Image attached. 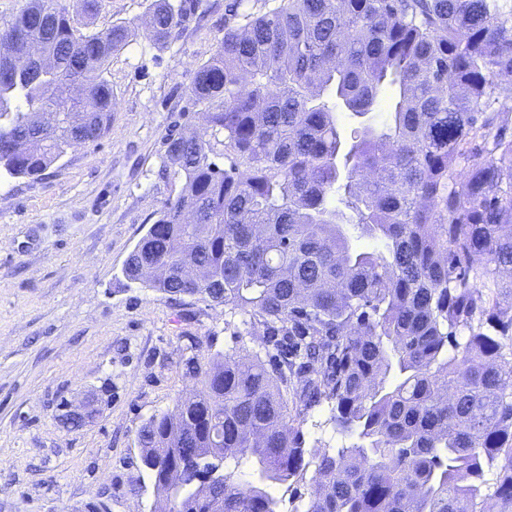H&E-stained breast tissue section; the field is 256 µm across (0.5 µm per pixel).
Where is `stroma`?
Masks as SVG:
<instances>
[{
	"mask_svg": "<svg viewBox=\"0 0 512 512\" xmlns=\"http://www.w3.org/2000/svg\"><path fill=\"white\" fill-rule=\"evenodd\" d=\"M227 0H200L181 37L139 35L105 73L112 130L66 150L41 175L0 167V512H154L137 432L195 380L189 357L262 353L259 332L195 296L168 298L122 269L180 176L162 175L170 132L202 130L186 89L224 35ZM150 0H98L89 30L141 23ZM91 406L63 426L62 402ZM305 445H351L329 406Z\"/></svg>",
	"mask_w": 512,
	"mask_h": 512,
	"instance_id": "stroma-1",
	"label": "stroma"
}]
</instances>
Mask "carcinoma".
<instances>
[{"mask_svg": "<svg viewBox=\"0 0 512 512\" xmlns=\"http://www.w3.org/2000/svg\"><path fill=\"white\" fill-rule=\"evenodd\" d=\"M196 7L152 0L149 38H176ZM224 22L188 90L205 132L165 138L162 172L182 190L123 274L148 265L154 290L240 312L270 355L188 359L200 388L137 433L154 485L179 479L178 512H278L268 488L312 463L322 490L292 512H512V16L497 0H281L257 15L230 0ZM138 33L84 34L54 0H28L0 30V165L37 176L108 133L112 86L81 73ZM47 50L44 73L16 68ZM59 80L81 86L78 123L51 97ZM339 111L358 119L348 137ZM325 402L355 437L334 452L303 443Z\"/></svg>", "mask_w": 512, "mask_h": 512, "instance_id": "1", "label": "carcinoma"}]
</instances>
